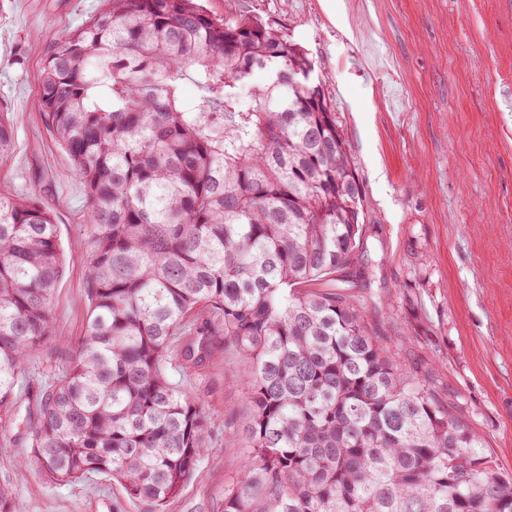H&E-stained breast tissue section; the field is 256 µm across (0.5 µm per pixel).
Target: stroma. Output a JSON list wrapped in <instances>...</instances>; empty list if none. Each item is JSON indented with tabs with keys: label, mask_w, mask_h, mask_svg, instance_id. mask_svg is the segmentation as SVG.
I'll list each match as a JSON object with an SVG mask.
<instances>
[{
	"label": "stroma",
	"mask_w": 512,
	"mask_h": 512,
	"mask_svg": "<svg viewBox=\"0 0 512 512\" xmlns=\"http://www.w3.org/2000/svg\"><path fill=\"white\" fill-rule=\"evenodd\" d=\"M217 16L241 7L301 46L336 110L375 234L346 278L385 298L370 327L392 326L403 367L429 370L489 453L512 472V0H199ZM100 0H0V112L15 140L0 188L48 208L66 255L53 336L26 366L0 420V483L15 512H149L103 476L70 486L26 453L32 394L66 366L85 333L91 240L84 182L41 110L47 47ZM249 364L216 337L210 360L173 383L214 423L194 476L168 512H224L239 472L249 409L238 386Z\"/></svg>",
	"instance_id": "stroma-1"
}]
</instances>
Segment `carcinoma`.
Instances as JSON below:
<instances>
[{
  "mask_svg": "<svg viewBox=\"0 0 512 512\" xmlns=\"http://www.w3.org/2000/svg\"><path fill=\"white\" fill-rule=\"evenodd\" d=\"M313 73L261 19L194 0H101L50 46L40 102L86 187L90 306L33 396L16 469L59 486L105 475L159 512L212 421L170 380V341L188 337L181 361L201 365L222 335L249 361L250 409L224 512H512V474L368 326L384 300L336 277L367 249L363 190ZM13 143L0 112V159ZM63 266L51 212L0 190V417L53 335Z\"/></svg>",
  "mask_w": 512,
  "mask_h": 512,
  "instance_id": "obj_1",
  "label": "carcinoma"
}]
</instances>
